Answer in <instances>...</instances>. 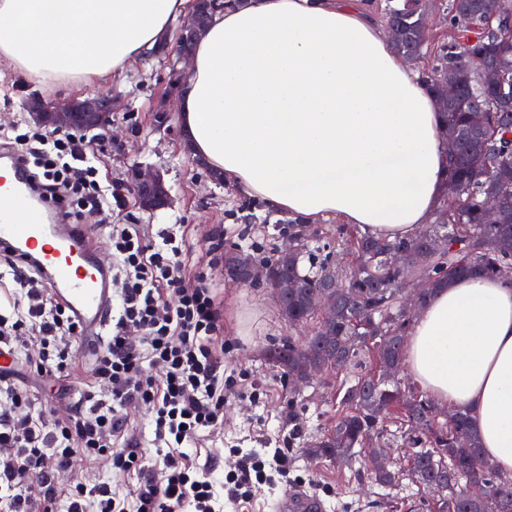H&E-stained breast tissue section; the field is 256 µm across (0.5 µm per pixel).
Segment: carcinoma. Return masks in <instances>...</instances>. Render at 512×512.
<instances>
[{"label":"carcinoma","mask_w":512,"mask_h":512,"mask_svg":"<svg viewBox=\"0 0 512 512\" xmlns=\"http://www.w3.org/2000/svg\"><path fill=\"white\" fill-rule=\"evenodd\" d=\"M448 37L434 42L425 25L420 0L387 4L383 20L400 32L394 52L410 60L426 59L423 75L430 91L442 99L437 76L451 67L460 87V98L441 104L442 137L448 150V178L443 202L434 222L418 234L388 240L359 231L348 235L342 246L328 252L315 269L304 271L302 257L320 240L299 218H287L288 234L299 236L293 264L284 269L278 259L259 261L270 278L286 275L298 288L283 302L281 317L290 326L315 322L312 335L297 342L285 339L267 347L269 365L288 378L294 362L307 358L334 389L336 417L304 454L311 460L341 466L352 461L355 449L387 427L412 418L414 424L393 434L413 448L403 470L388 466L368 473L369 482L391 488L408 480L419 488L442 484L447 512H512V473L501 471L482 451L465 412L456 410L445 420L425 392L408 386L398 377L374 379L362 367V352L380 342L387 358L405 366V348L414 319L402 307L403 287L416 291L426 305L436 289L471 276H501L512 268V111L502 99H512V69L493 86L483 81L484 70L494 66L498 54L512 50V0H450ZM483 112V132L461 137L470 125L471 113ZM497 194L504 219H489L484 208L487 194ZM433 239L445 240L443 254L427 265L402 270L389 262L396 252L409 259ZM342 272L336 295V315L322 317L307 302L328 290V267ZM468 439L473 454L456 453V439ZM481 484L482 498H472L468 488Z\"/></svg>","instance_id":"carcinoma-1"}]
</instances>
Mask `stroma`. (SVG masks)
Instances as JSON below:
<instances>
[{"label":"stroma","instance_id":"obj_1","mask_svg":"<svg viewBox=\"0 0 512 512\" xmlns=\"http://www.w3.org/2000/svg\"><path fill=\"white\" fill-rule=\"evenodd\" d=\"M170 74L168 60L145 56L106 81L72 86L25 79L0 61V128L33 125L24 107L32 94L48 102L90 93L111 96L115 103L112 134L94 131L81 136L95 154L102 175L122 196L121 204L112 209L82 217L100 246L101 260L111 259L107 236L113 224L142 225L151 245L161 244L163 234L177 225L183 231L187 257H213L211 275L224 315V374L247 375L227 394L223 427L201 436L192 450L197 459L217 460L210 479L218 512L225 507L224 476L234 462L229 455L233 448H281L288 455L287 481L263 487L250 512H274L277 500L294 489L318 496L327 512H407L412 487L389 494L368 485L360 463L339 470L304 455L305 446L334 422L333 392L315 382L301 388L298 398H291L287 383L268 364L263 350L290 336L310 335L312 329L289 326L267 288L241 284L224 274L225 251L235 248L255 256L271 255L286 227L281 215L261 201L240 197L229 185L211 181L208 172L184 153L177 112L164 117L157 110L167 95ZM136 168L163 173L170 194L167 207L153 213L138 208L126 182L128 171ZM71 358L72 369L52 380L16 363L10 381L26 391L36 409L66 412L86 391L87 370L95 355L77 340L71 346Z\"/></svg>","mask_w":512,"mask_h":512}]
</instances>
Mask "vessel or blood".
Listing matches in <instances>:
<instances>
[{
  "mask_svg": "<svg viewBox=\"0 0 512 512\" xmlns=\"http://www.w3.org/2000/svg\"><path fill=\"white\" fill-rule=\"evenodd\" d=\"M0 253L28 263L42 277L86 340L105 342L112 268L98 261L87 226L68 223L63 208L34 189L31 171L14 151L0 153ZM277 512H325V506L294 490L278 501Z\"/></svg>",
  "mask_w": 512,
  "mask_h": 512,
  "instance_id": "obj_1",
  "label": "vessel or blood"
}]
</instances>
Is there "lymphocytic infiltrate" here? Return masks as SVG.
<instances>
[{"label":"lymphocytic infiltrate","instance_id":"obj_1","mask_svg":"<svg viewBox=\"0 0 512 512\" xmlns=\"http://www.w3.org/2000/svg\"><path fill=\"white\" fill-rule=\"evenodd\" d=\"M0 142L25 156L44 194L64 201L70 217L111 208L115 189L75 135L1 128ZM109 244L119 317L89 369L86 406L35 412L27 393L0 374V491L11 512H53L60 501L66 512H120L108 484L82 477L60 484L82 457L116 474L139 473L136 512H216L213 484L187 452L201 432L224 423V324L208 267L188 260L175 236L149 246L137 224L113 225ZM4 272L21 293L12 315L0 314V347L39 376L66 372L77 324L29 265L10 259ZM131 407L149 416L159 469L142 466L127 431ZM288 474L281 452L242 455L225 475L227 500L249 501Z\"/></svg>","mask_w":512,"mask_h":512}]
</instances>
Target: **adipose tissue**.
I'll return each instance as SVG.
<instances>
[{
  "label": "adipose tissue",
  "mask_w": 512,
  "mask_h": 512,
  "mask_svg": "<svg viewBox=\"0 0 512 512\" xmlns=\"http://www.w3.org/2000/svg\"><path fill=\"white\" fill-rule=\"evenodd\" d=\"M190 0H0V60L89 84L155 48ZM193 155L238 195L388 239L417 233L448 175L440 106L364 0H238L199 40L178 102ZM414 379L465 410L512 471V277L438 289L407 341Z\"/></svg>",
  "instance_id": "adipose-tissue-1"
}]
</instances>
